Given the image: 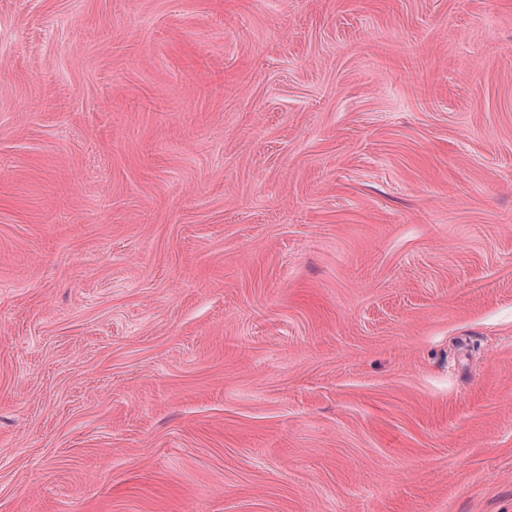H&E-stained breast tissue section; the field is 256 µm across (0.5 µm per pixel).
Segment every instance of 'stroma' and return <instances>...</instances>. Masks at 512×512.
Returning <instances> with one entry per match:
<instances>
[{
	"label": "stroma",
	"mask_w": 512,
	"mask_h": 512,
	"mask_svg": "<svg viewBox=\"0 0 512 512\" xmlns=\"http://www.w3.org/2000/svg\"><path fill=\"white\" fill-rule=\"evenodd\" d=\"M0 512H512V0H0Z\"/></svg>",
	"instance_id": "stroma-1"
}]
</instances>
